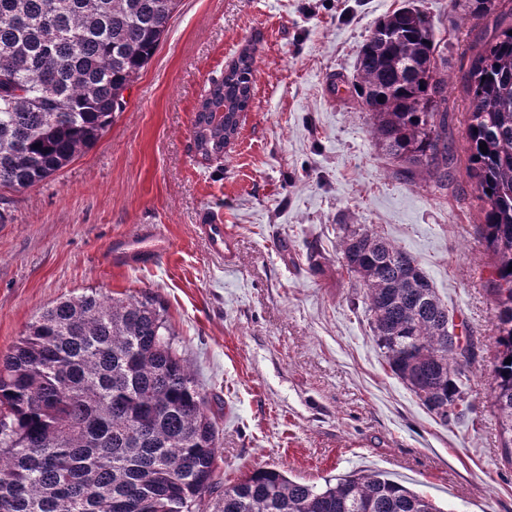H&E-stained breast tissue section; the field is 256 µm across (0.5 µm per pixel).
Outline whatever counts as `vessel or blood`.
<instances>
[{"mask_svg":"<svg viewBox=\"0 0 512 512\" xmlns=\"http://www.w3.org/2000/svg\"><path fill=\"white\" fill-rule=\"evenodd\" d=\"M210 252L224 260L233 256V233L221 218L206 216L197 226ZM172 247V242L160 224H141L134 232L113 236L109 259L113 266L143 269L155 266Z\"/></svg>","mask_w":512,"mask_h":512,"instance_id":"b4317fda","label":"vessel or blood"}]
</instances>
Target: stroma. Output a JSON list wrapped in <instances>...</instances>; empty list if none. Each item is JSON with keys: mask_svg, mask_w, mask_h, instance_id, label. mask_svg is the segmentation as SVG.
Listing matches in <instances>:
<instances>
[{"mask_svg": "<svg viewBox=\"0 0 512 512\" xmlns=\"http://www.w3.org/2000/svg\"><path fill=\"white\" fill-rule=\"evenodd\" d=\"M427 15L448 74L454 181L402 173L371 120L328 80L354 77L376 22L403 7ZM512 18H473L468 0H180L156 52L97 144L51 180L0 188V353L45 308L96 290L148 292L217 422V480L273 467L317 485L354 470L390 474L443 512H512L491 407L494 261L467 176L468 45ZM254 51V100L237 140L197 154L195 108L242 48ZM220 214L231 262L196 232ZM163 224L155 267L108 263L114 234ZM342 224L407 251L477 343L459 417L441 423L392 374L363 292L338 263Z\"/></svg>", "mask_w": 512, "mask_h": 512, "instance_id": "35a3bbf8", "label": "stroma"}]
</instances>
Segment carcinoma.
<instances>
[{
	"mask_svg": "<svg viewBox=\"0 0 512 512\" xmlns=\"http://www.w3.org/2000/svg\"><path fill=\"white\" fill-rule=\"evenodd\" d=\"M178 0H0V188L29 189L92 147L123 110ZM354 91L384 153L447 186L448 75L426 15L401 7L372 29ZM245 49L198 103L196 152L224 154L253 100ZM468 177L494 255L492 407L512 466V25L470 58ZM487 144V152L479 145ZM339 264L363 289L391 372L446 423L465 404L475 360L416 260L376 232L342 224ZM459 325L464 346L449 337ZM218 430L174 347L165 307L146 293L96 292L45 309L0 355V512H200L215 480ZM214 512H443L425 492L359 470L318 487L257 468L224 488Z\"/></svg>",
	"mask_w": 512,
	"mask_h": 512,
	"instance_id": "carcinoma-1",
	"label": "carcinoma"
}]
</instances>
